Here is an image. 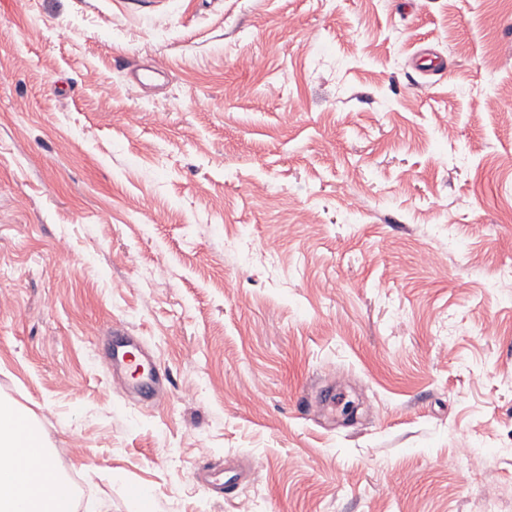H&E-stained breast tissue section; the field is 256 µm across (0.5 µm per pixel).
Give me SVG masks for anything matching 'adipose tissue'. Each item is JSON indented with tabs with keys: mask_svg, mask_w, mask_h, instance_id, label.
Here are the masks:
<instances>
[{
	"mask_svg": "<svg viewBox=\"0 0 512 512\" xmlns=\"http://www.w3.org/2000/svg\"><path fill=\"white\" fill-rule=\"evenodd\" d=\"M57 478L47 441L30 415L0 399V512H104L97 499L75 508L73 500L51 493Z\"/></svg>",
	"mask_w": 512,
	"mask_h": 512,
	"instance_id": "obj_1",
	"label": "adipose tissue"
}]
</instances>
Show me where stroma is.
<instances>
[{
	"label": "stroma",
	"instance_id": "35a3bbf8",
	"mask_svg": "<svg viewBox=\"0 0 512 512\" xmlns=\"http://www.w3.org/2000/svg\"><path fill=\"white\" fill-rule=\"evenodd\" d=\"M508 265L512 0H0V398L108 512H512ZM112 334L108 361L114 380L125 389L127 386L135 389L142 398L155 404L163 384L155 362L142 351L134 336L118 330Z\"/></svg>",
	"mask_w": 512,
	"mask_h": 512
}]
</instances>
